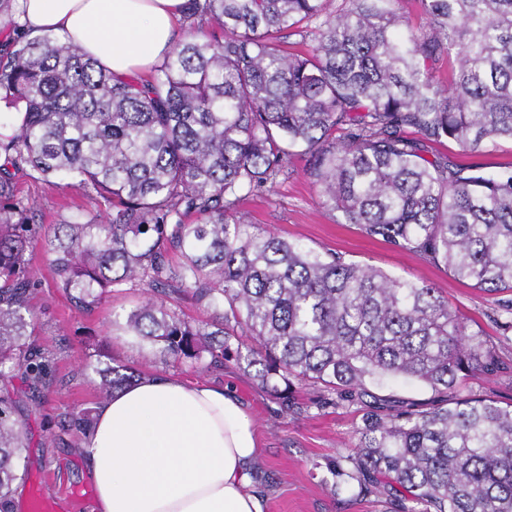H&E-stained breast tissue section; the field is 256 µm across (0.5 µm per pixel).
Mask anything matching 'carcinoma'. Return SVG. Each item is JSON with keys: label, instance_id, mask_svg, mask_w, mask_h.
Masks as SVG:
<instances>
[{"label": "carcinoma", "instance_id": "carcinoma-1", "mask_svg": "<svg viewBox=\"0 0 512 512\" xmlns=\"http://www.w3.org/2000/svg\"><path fill=\"white\" fill-rule=\"evenodd\" d=\"M327 2L190 0L196 33L143 80L53 34L16 39L0 68V100L19 114L0 137V512H15L26 474L13 381L21 370L38 384L48 368L25 316L38 245L78 309L144 289L122 329L161 355L233 361L292 412L302 383L320 408L360 407L354 449L327 464L334 494L394 512H512V403L466 392L504 369L482 331L427 284L238 217L304 155L345 223L483 292H512V169L423 156L445 140L466 156L512 141V0H418L419 32L401 0ZM302 26L313 47H284L281 33ZM443 57L446 85L432 67ZM24 169L94 189L108 213L42 230L15 188ZM183 292L220 310L216 330L167 306ZM99 378L107 398L135 375L112 365ZM384 378L431 397L395 404L368 389Z\"/></svg>", "mask_w": 512, "mask_h": 512}]
</instances>
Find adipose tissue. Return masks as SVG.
Returning <instances> with one entry per match:
<instances>
[{
  "instance_id": "adipose-tissue-1",
  "label": "adipose tissue",
  "mask_w": 512,
  "mask_h": 512,
  "mask_svg": "<svg viewBox=\"0 0 512 512\" xmlns=\"http://www.w3.org/2000/svg\"><path fill=\"white\" fill-rule=\"evenodd\" d=\"M185 2L18 0L16 19L29 36H65L124 77L171 49ZM81 446L91 512H264L251 476L257 429L224 387L142 376L102 403Z\"/></svg>"
}]
</instances>
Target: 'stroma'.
<instances>
[{
  "mask_svg": "<svg viewBox=\"0 0 512 512\" xmlns=\"http://www.w3.org/2000/svg\"><path fill=\"white\" fill-rule=\"evenodd\" d=\"M290 168L288 179L245 201L243 219L309 249L335 252L345 261L435 288L450 306L493 337L506 364L497 376L469 382V390L512 402V335L503 336L493 319L496 296L457 280L444 266L425 262L345 223L340 212L320 202L306 157H294ZM16 187L34 206L38 223L47 228L72 214L102 208L93 190L57 188L33 171L18 174ZM31 265L41 281L30 299L33 335L51 369L42 385L21 375L14 380L24 411L27 464L25 479L15 495L16 512H27L28 497L34 490L52 504L54 512H91L94 488L80 450L83 435L73 429L70 417L82 410L96 412L102 401L97 371L114 361L141 375L170 373L189 382L221 384L234 392L257 426L260 454L255 480L264 492L266 512H386L384 501L350 492L336 496L328 484L326 466L337 455L352 450L361 424L359 412L314 406L316 391L304 387L300 396L308 408L294 414L284 410L235 362L220 369H202L163 359L155 349L114 325L143 301V289L109 293L91 309L81 310L56 288L49 261L41 251H33Z\"/></svg>",
  "mask_w": 512,
  "mask_h": 512,
  "instance_id": "stroma-1",
  "label": "stroma"
}]
</instances>
